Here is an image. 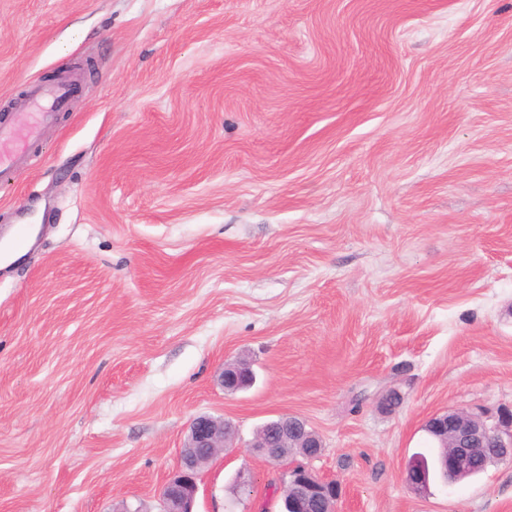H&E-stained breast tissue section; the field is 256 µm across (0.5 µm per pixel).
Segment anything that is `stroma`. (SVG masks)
Listing matches in <instances>:
<instances>
[{
	"instance_id": "1",
	"label": "stroma",
	"mask_w": 512,
	"mask_h": 512,
	"mask_svg": "<svg viewBox=\"0 0 512 512\" xmlns=\"http://www.w3.org/2000/svg\"><path fill=\"white\" fill-rule=\"evenodd\" d=\"M71 74L0 177V512H160L201 414L196 512H278L281 415L339 512H512V462L407 480L512 410V0H0V123ZM74 86L75 81L71 78L62 79L56 85L35 83L31 85L29 104L25 110L36 118L35 123L45 120L53 112H60L67 106ZM251 377L250 367L245 362L239 361L224 367L220 375V384L226 393L234 394L242 389ZM234 438V428L223 417L200 415L193 418L177 469L161 490L160 512H194L201 469ZM294 418V422L297 425V429H288L289 418ZM276 421L275 429L280 434L281 441H295L300 443L301 447L305 452H309L310 448H322V441L319 435L312 429L308 428L307 423L297 417L293 416H282L278 419L271 420ZM278 439H272L270 442L269 452L277 456H284L288 453L289 448H281L282 444ZM264 439H260L254 444V448L257 451L263 453L268 457V450L266 448ZM269 458V457H268Z\"/></svg>"
}]
</instances>
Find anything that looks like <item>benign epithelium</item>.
<instances>
[{"mask_svg": "<svg viewBox=\"0 0 512 512\" xmlns=\"http://www.w3.org/2000/svg\"><path fill=\"white\" fill-rule=\"evenodd\" d=\"M251 377L250 367L239 361L224 367L220 384L225 392L234 394ZM294 422L297 429L291 430L289 417L276 419L275 429L281 440L298 442L303 448L322 447L319 435L305 421L296 417ZM425 427L447 448L442 468L451 485L462 477H471L472 471L491 461L512 462V411L499 415L497 422L490 424L480 416L450 409L432 416ZM234 438V428L222 417L193 418L177 469L161 490L160 512H193L201 469ZM285 479L290 493L283 498L279 512H336L335 481L325 480L305 466L287 471Z\"/></svg>", "mask_w": 512, "mask_h": 512, "instance_id": "obj_1", "label": "benign epithelium"}]
</instances>
